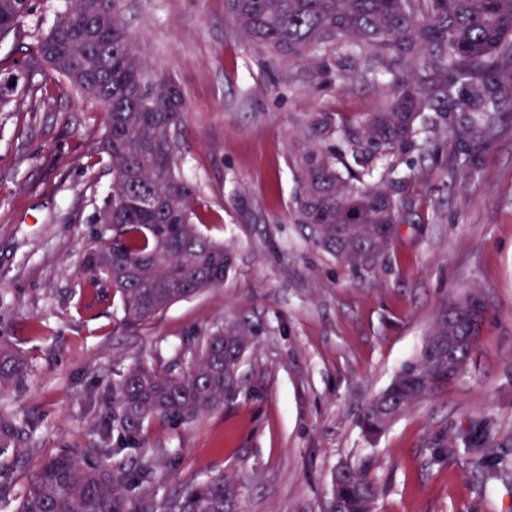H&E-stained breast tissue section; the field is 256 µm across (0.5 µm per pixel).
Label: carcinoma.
I'll return each instance as SVG.
<instances>
[{"label":"carcinoma","mask_w":512,"mask_h":512,"mask_svg":"<svg viewBox=\"0 0 512 512\" xmlns=\"http://www.w3.org/2000/svg\"><path fill=\"white\" fill-rule=\"evenodd\" d=\"M246 40L278 56L316 59L342 51L363 77L388 76L371 112L335 120L313 116L318 143L300 157L294 207L314 243L355 268H369L392 244L405 203L395 181L375 177L378 165L435 131L448 111L462 112L457 137L492 136L503 102L495 94L512 80V0H227ZM31 0H0V38L19 28ZM29 70L50 69L102 106L104 129L96 156L111 171L109 193L95 203V224L81 260L90 283L108 284L123 305L124 325L138 327L181 299L224 283L233 259L193 224L194 186L181 174L178 140L184 98L170 78L152 76L128 32L119 0H67L30 56ZM17 86L0 81V110L17 102ZM338 140L334 152L319 145ZM469 292L439 314L418 359L406 364L359 416L376 436L409 408L448 391L467 372L486 319L466 333L459 314ZM248 336L239 328L202 337L185 370L135 365L101 398L116 446L65 448L32 475L13 512H239L228 478L185 483L157 498L166 473L160 461L124 454L142 447L155 421L189 423L224 404V387L241 366ZM24 368L22 355L0 344V391ZM31 452L27 425L0 413V460ZM333 488L339 512H374L379 487L350 464Z\"/></svg>","instance_id":"obj_1"}]
</instances>
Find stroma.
<instances>
[{
    "mask_svg": "<svg viewBox=\"0 0 512 512\" xmlns=\"http://www.w3.org/2000/svg\"><path fill=\"white\" fill-rule=\"evenodd\" d=\"M63 5L32 0L23 26L0 39V77L27 71ZM120 6L154 74L183 91L195 222L232 251L233 267L221 287L123 328L118 294L89 287L79 267L92 200L110 184L93 158L105 113L27 72L17 105L0 111V341L25 359L0 408L28 423L33 451L0 469V512H12L42 458L100 446L107 384L138 363L167 365L222 326L250 332L240 391L191 423L149 427L143 452L171 458L159 495L221 474L237 482L241 512H330L346 462L379 481L374 512H512V473L486 476L463 451L475 434L494 455L512 454V83L467 173L454 165L457 110L447 133L397 158L404 221L385 255L357 271L315 245L291 200L311 116L372 111L378 84L332 54L320 66L272 57L242 38L225 0ZM470 290L487 318L466 376L365 437L366 403Z\"/></svg>",
    "mask_w": 512,
    "mask_h": 512,
    "instance_id": "1",
    "label": "stroma"
}]
</instances>
